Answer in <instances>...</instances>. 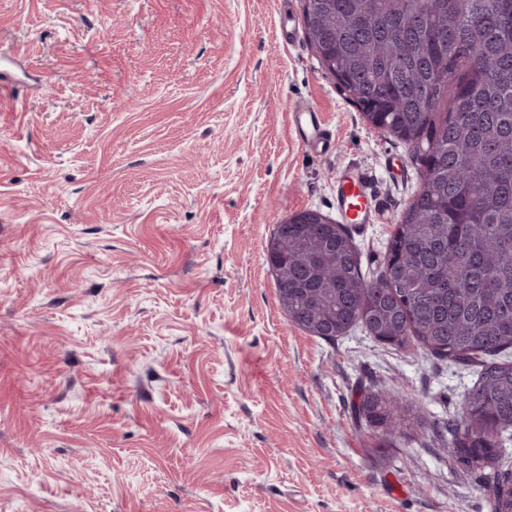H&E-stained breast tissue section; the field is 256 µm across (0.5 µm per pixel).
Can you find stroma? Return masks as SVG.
Masks as SVG:
<instances>
[{
	"instance_id": "35a3bbf8",
	"label": "stroma",
	"mask_w": 512,
	"mask_h": 512,
	"mask_svg": "<svg viewBox=\"0 0 512 512\" xmlns=\"http://www.w3.org/2000/svg\"><path fill=\"white\" fill-rule=\"evenodd\" d=\"M304 0H0V512H491L448 455L479 367L289 321L277 224L335 218L373 279L420 186L306 36ZM321 113L312 154L290 124ZM420 409L380 433L364 391ZM291 123L302 147L314 153L328 152L334 144L332 134L324 127L320 112L311 107L292 111ZM373 197L362 173L346 168L336 178V213L345 224H373L378 215Z\"/></svg>"
}]
</instances>
